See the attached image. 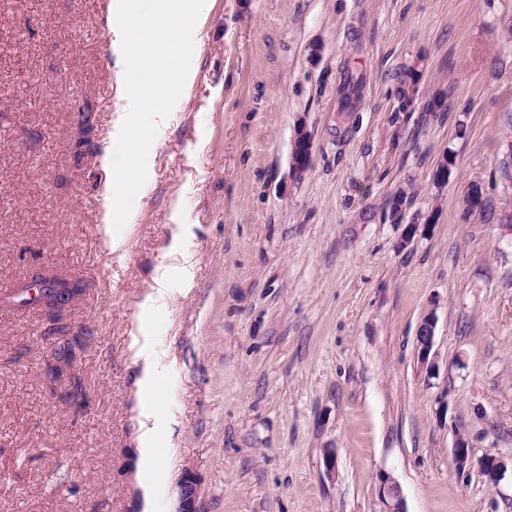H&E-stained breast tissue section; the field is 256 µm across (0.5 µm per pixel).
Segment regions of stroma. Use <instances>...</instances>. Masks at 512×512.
<instances>
[{
	"label": "stroma",
	"instance_id": "1",
	"mask_svg": "<svg viewBox=\"0 0 512 512\" xmlns=\"http://www.w3.org/2000/svg\"><path fill=\"white\" fill-rule=\"evenodd\" d=\"M111 15L0 0V512H174L188 471L200 512H381L383 474L406 512H512V0H206L183 99L109 245ZM348 70L366 87L346 114ZM437 94L446 111H427ZM474 185L493 219L464 213ZM178 251L181 288L156 300ZM38 277L80 285L60 319L20 304ZM459 432L507 461L500 481L457 470ZM417 82L418 73L415 68H408L397 77L395 92L401 102V108L403 110L413 106L415 97L412 96V94L415 92V90H412V92H410V90L417 84ZM312 135L300 127L294 136L292 144L291 174L294 179H300L308 169L311 160ZM435 336V322L433 317H427L422 320L418 329V345L419 353L421 355V366L426 374L433 375L438 368L435 360L436 356H431V351L434 344Z\"/></svg>",
	"mask_w": 512,
	"mask_h": 512
}]
</instances>
